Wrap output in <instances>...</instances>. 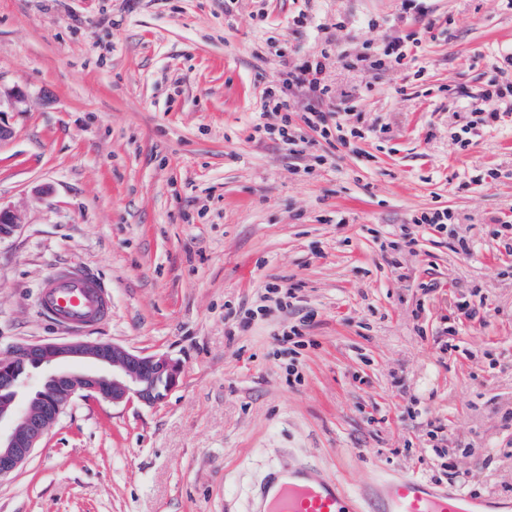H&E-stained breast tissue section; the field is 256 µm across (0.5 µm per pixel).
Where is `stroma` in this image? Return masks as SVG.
I'll list each match as a JSON object with an SVG mask.
<instances>
[{"mask_svg": "<svg viewBox=\"0 0 512 512\" xmlns=\"http://www.w3.org/2000/svg\"><path fill=\"white\" fill-rule=\"evenodd\" d=\"M399 35L407 65H351ZM326 48L370 135L295 154L257 132L262 91ZM500 70L512 0H0V91L25 94L0 115V206L24 216L0 239V355L71 338L37 293L75 262L112 296L82 339L184 366L154 407L75 399L0 512H251L299 462L348 490L390 470L512 498V255L491 234L512 114L464 130L462 97ZM436 208L471 255L412 223ZM272 283L295 303L234 330Z\"/></svg>", "mask_w": 512, "mask_h": 512, "instance_id": "stroma-1", "label": "stroma"}]
</instances>
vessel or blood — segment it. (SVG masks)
<instances>
[{
    "label": "vessel or blood",
    "instance_id": "vessel-or-blood-1",
    "mask_svg": "<svg viewBox=\"0 0 512 512\" xmlns=\"http://www.w3.org/2000/svg\"><path fill=\"white\" fill-rule=\"evenodd\" d=\"M40 305L61 326L81 329L107 315L109 294L84 267L69 265L43 282ZM252 512H512V502L449 491L418 475L394 472L374 474L352 495L334 478L302 464L271 470Z\"/></svg>",
    "mask_w": 512,
    "mask_h": 512
}]
</instances>
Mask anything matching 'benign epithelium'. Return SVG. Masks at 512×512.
Listing matches in <instances>:
<instances>
[{
	"mask_svg": "<svg viewBox=\"0 0 512 512\" xmlns=\"http://www.w3.org/2000/svg\"><path fill=\"white\" fill-rule=\"evenodd\" d=\"M22 223L21 212L0 208V239L11 236ZM20 364L53 368L29 399L17 380ZM182 370V364L167 355L79 338L13 347L7 357H0V389L7 392L0 396V425L8 424L7 430L0 429V478L29 460L76 397L156 406L178 385Z\"/></svg>",
	"mask_w": 512,
	"mask_h": 512,
	"instance_id": "7a95c632",
	"label": "benign epithelium"
}]
</instances>
